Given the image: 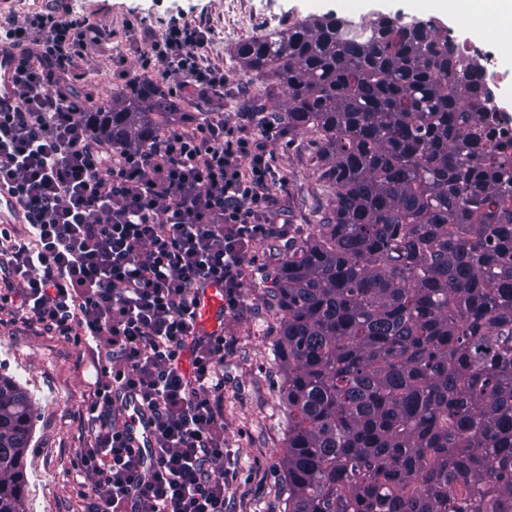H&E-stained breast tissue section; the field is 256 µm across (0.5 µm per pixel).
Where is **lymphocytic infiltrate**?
<instances>
[{
	"mask_svg": "<svg viewBox=\"0 0 512 512\" xmlns=\"http://www.w3.org/2000/svg\"><path fill=\"white\" fill-rule=\"evenodd\" d=\"M126 32L143 68L179 76V92L223 94L203 20L174 17L158 34L131 21ZM111 38L66 7L23 24L0 12V50L15 62L0 187L28 223L21 235L0 228V268L20 284V319L95 355L91 441L75 463L81 512H224V338L200 334L196 310L208 283L240 288L286 187L269 147L277 121L252 134L207 116L143 147L112 144L84 122L92 96L77 87ZM129 399L151 415L152 462L129 444Z\"/></svg>",
	"mask_w": 512,
	"mask_h": 512,
	"instance_id": "f902f5d3",
	"label": "lymphocytic infiltrate"
}]
</instances>
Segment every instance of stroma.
<instances>
[{
	"label": "stroma",
	"mask_w": 512,
	"mask_h": 512,
	"mask_svg": "<svg viewBox=\"0 0 512 512\" xmlns=\"http://www.w3.org/2000/svg\"><path fill=\"white\" fill-rule=\"evenodd\" d=\"M65 5L109 26L112 40L95 55L96 63L80 86L96 100H108L126 80H158L172 90L176 78L156 79L144 70L126 41L125 25L140 19L162 31L183 14L207 18L215 38L207 49L211 63L223 67L230 81L222 95L206 101L179 98L174 112L156 115L158 133L188 130L199 113L234 122L255 113L283 117L285 92L246 75L234 49L268 24L285 29L309 15L334 13L354 21L378 14L428 19L423 0H64ZM126 59L123 78L113 77L110 60ZM280 176L288 181L269 230L253 246L255 261L236 292L235 307L224 310V512H285L288 481L284 467L288 416L281 405L284 376L273 346L281 328L273 283L275 267L288 253V239L319 223L330 208L334 189L320 180L316 147L308 136H292L281 124L272 146ZM0 371L12 376L33 396L36 421L25 458L26 512H79L72 472L75 454L88 443L83 410L95 380L86 345L24 323L15 305H0Z\"/></svg>",
	"instance_id": "obj_1"
}]
</instances>
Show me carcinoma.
<instances>
[{"label":"carcinoma","mask_w":512,"mask_h":512,"mask_svg":"<svg viewBox=\"0 0 512 512\" xmlns=\"http://www.w3.org/2000/svg\"><path fill=\"white\" fill-rule=\"evenodd\" d=\"M316 136L331 210L274 275L286 512H512V134L427 21L308 16L236 47ZM172 96L83 113L139 146ZM31 394L0 374V512H24Z\"/></svg>","instance_id":"obj_1"}]
</instances>
